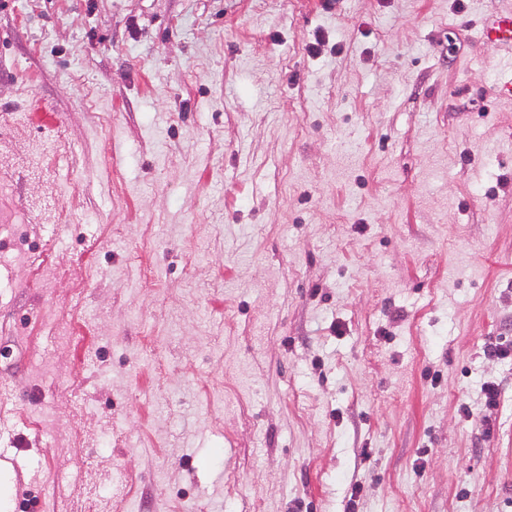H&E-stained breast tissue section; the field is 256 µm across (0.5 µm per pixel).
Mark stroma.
<instances>
[{"label": "stroma", "mask_w": 512, "mask_h": 512, "mask_svg": "<svg viewBox=\"0 0 512 512\" xmlns=\"http://www.w3.org/2000/svg\"><path fill=\"white\" fill-rule=\"evenodd\" d=\"M510 6L0 0L9 512H512ZM482 41L497 56L507 57L512 69V10L495 12L484 21Z\"/></svg>", "instance_id": "1"}]
</instances>
